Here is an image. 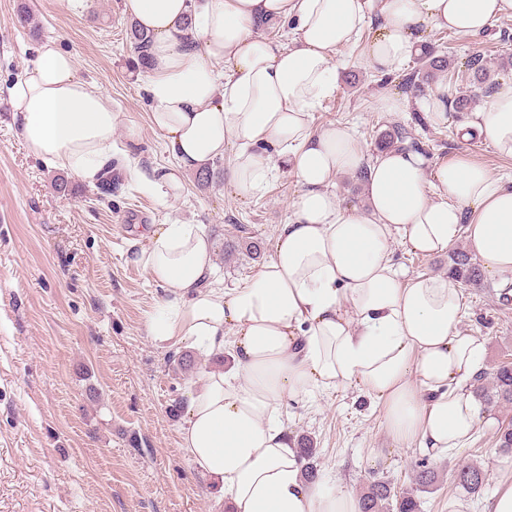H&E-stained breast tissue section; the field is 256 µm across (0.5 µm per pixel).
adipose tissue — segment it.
<instances>
[{"label":"adipose tissue","mask_w":512,"mask_h":512,"mask_svg":"<svg viewBox=\"0 0 512 512\" xmlns=\"http://www.w3.org/2000/svg\"><path fill=\"white\" fill-rule=\"evenodd\" d=\"M126 8L152 37L150 120L177 161L152 179L159 195L177 198L183 172L230 145L236 196L258 192L283 167L302 188L273 254L236 288H206L213 244L197 225L150 228L141 262L166 292L152 338L232 351L231 369L207 373L191 392L180 446L218 483L226 512H360L351 490L304 483L283 404L357 383L382 401L398 441L436 456L466 447L479 422L470 383L485 343L461 330L466 309L453 280L408 275L391 243L439 257L462 240L485 272L511 275L512 183L462 155L430 173L412 150L366 157L350 126L317 131L312 114L336 92V53L365 26L376 28L368 65L390 73L426 32H481L512 17V0H126ZM270 21L292 23L291 44L255 34ZM8 97L31 154L89 183L111 170L116 115L71 54L42 44ZM460 130L512 158V83L463 113ZM344 175L360 179L361 206L342 207Z\"/></svg>","instance_id":"ef3b65f1"}]
</instances>
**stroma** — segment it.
Returning a JSON list of instances; mask_svg holds the SVG:
<instances>
[{"label":"stroma","instance_id":"35a3bbf8","mask_svg":"<svg viewBox=\"0 0 512 512\" xmlns=\"http://www.w3.org/2000/svg\"><path fill=\"white\" fill-rule=\"evenodd\" d=\"M24 5L34 15L26 26L18 19ZM131 24L125 0H85L79 10L67 0H0V512H225L217 486L180 449L181 420L170 413L172 402L188 398L215 363L190 343L164 347L152 340L149 325L164 290L140 256L150 225L196 224L214 245L210 284H245L272 254L277 227L291 217L300 188L282 169L260 192L234 196L228 151L213 161L208 187L188 172L180 197L160 198L148 180L176 160L150 122L148 70ZM374 34L367 27L360 44L338 54L339 88L314 112L313 128L352 124L371 157L381 135L399 125L419 140L428 169L462 154L512 177V159L459 137L457 112L446 122H427L422 97L400 93L398 83L414 61L387 75L366 68L364 46ZM50 39L112 101L123 164L112 172L110 192L47 167L23 144L7 89ZM424 42L446 45L460 61L480 54L502 78V61L512 58V19L479 34L434 30ZM388 96L403 97L405 109L383 110L380 101ZM60 177L68 184L63 193L54 186ZM240 224L262 239L259 259L228 253ZM461 292L467 311L461 328L484 339L485 368L512 362V299H505L498 278L484 277L481 287ZM183 352L194 357L193 372L170 366L169 356ZM382 410L358 385L288 400L283 414L290 431L310 438L316 450V485L358 494L382 478L402 492L411 471L424 464L438 482L419 493L421 512H448L452 502L486 512L502 475L512 471V459L495 446L504 410H483L469 445L441 458L396 443ZM463 463L486 472L482 493L454 485Z\"/></svg>","mask_w":512,"mask_h":512}]
</instances>
